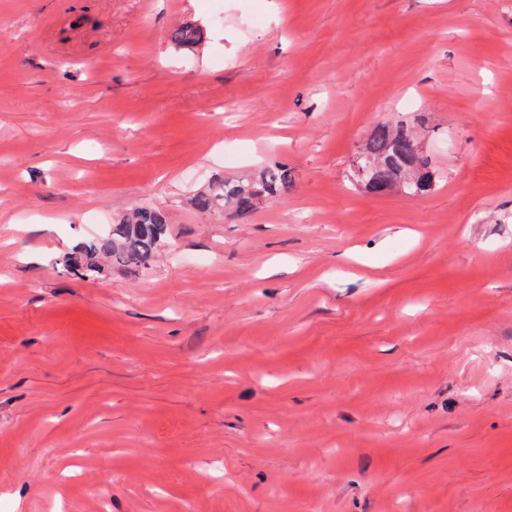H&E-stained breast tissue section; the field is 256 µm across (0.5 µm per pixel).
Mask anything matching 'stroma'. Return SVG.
I'll use <instances>...</instances> for the list:
<instances>
[{"label": "stroma", "instance_id": "1", "mask_svg": "<svg viewBox=\"0 0 512 512\" xmlns=\"http://www.w3.org/2000/svg\"><path fill=\"white\" fill-rule=\"evenodd\" d=\"M401 120L436 185L366 193ZM274 163L249 220L191 203ZM141 206L148 270L59 265ZM100 488L512 512V0H0V512Z\"/></svg>", "mask_w": 512, "mask_h": 512}]
</instances>
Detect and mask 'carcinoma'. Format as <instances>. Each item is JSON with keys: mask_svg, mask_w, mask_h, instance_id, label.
Instances as JSON below:
<instances>
[{"mask_svg": "<svg viewBox=\"0 0 512 512\" xmlns=\"http://www.w3.org/2000/svg\"><path fill=\"white\" fill-rule=\"evenodd\" d=\"M168 40L179 48L189 47L196 42V30L178 26L169 31ZM289 178L288 167L275 164L250 179L215 182L207 191L194 196L193 205L201 211L227 208L245 221L260 200L286 191ZM355 178L373 194L400 188L411 196H422L434 186L436 171L421 153L410 127L382 124L365 144ZM169 237L164 214L155 208L141 207L130 218L109 225L105 233L79 242L73 252L62 256L61 263L89 279L99 278L112 267L139 273L149 268Z\"/></svg>", "mask_w": 512, "mask_h": 512, "instance_id": "cac0c4a2", "label": "carcinoma"}]
</instances>
